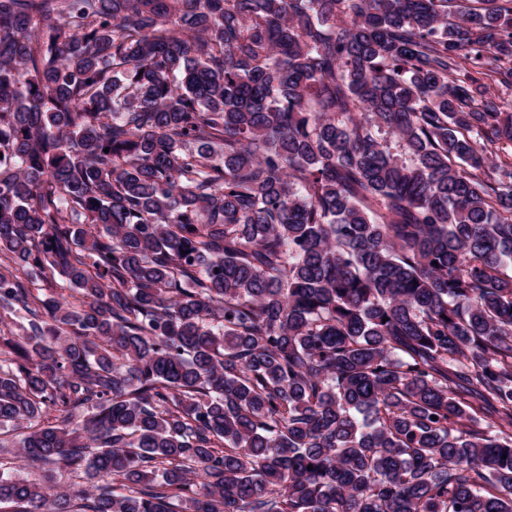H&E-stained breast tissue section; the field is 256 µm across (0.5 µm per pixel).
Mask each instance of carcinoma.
Masks as SVG:
<instances>
[{
  "instance_id": "obj_1",
  "label": "carcinoma",
  "mask_w": 512,
  "mask_h": 512,
  "mask_svg": "<svg viewBox=\"0 0 512 512\" xmlns=\"http://www.w3.org/2000/svg\"><path fill=\"white\" fill-rule=\"evenodd\" d=\"M450 2L0 0V505L512 512V0Z\"/></svg>"
}]
</instances>
